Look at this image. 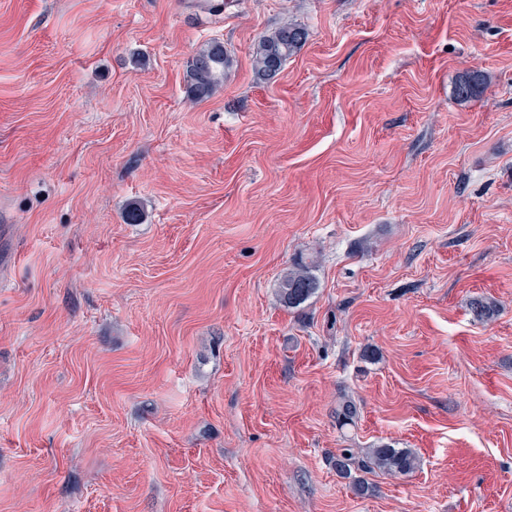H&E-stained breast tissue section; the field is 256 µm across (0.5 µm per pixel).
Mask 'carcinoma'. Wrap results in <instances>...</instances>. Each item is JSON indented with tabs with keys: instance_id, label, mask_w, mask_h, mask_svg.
Masks as SVG:
<instances>
[{
	"instance_id": "carcinoma-1",
	"label": "carcinoma",
	"mask_w": 512,
	"mask_h": 512,
	"mask_svg": "<svg viewBox=\"0 0 512 512\" xmlns=\"http://www.w3.org/2000/svg\"><path fill=\"white\" fill-rule=\"evenodd\" d=\"M307 39L305 28L288 21L271 32L261 35L252 47V68L260 80L270 81L282 70L289 58L301 50ZM232 65V59L224 45L212 41L199 48L192 57L186 71L185 89L187 98L203 101L210 97L219 76ZM488 86L485 75L478 69L468 70L455 84L454 95L460 101H469L482 93ZM314 262L300 260L284 271L278 281L280 300L290 308H297L307 302L319 288ZM469 308L478 320L495 316L496 304L482 296L469 302ZM357 407L351 401H344L336 407V421L340 426L355 424ZM418 467V458L410 450L394 448L387 444L366 450L344 448L334 457L336 473L352 479L355 494L363 496L370 492V484L362 477L352 476L357 470L372 473L376 470L388 474H408Z\"/></svg>"
}]
</instances>
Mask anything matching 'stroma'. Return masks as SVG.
I'll return each mask as SVG.
<instances>
[{
	"mask_svg": "<svg viewBox=\"0 0 512 512\" xmlns=\"http://www.w3.org/2000/svg\"><path fill=\"white\" fill-rule=\"evenodd\" d=\"M201 2L0 0V512H512V0ZM307 39L305 28L292 21L261 35L252 47V68L260 80L270 81L289 58L301 50ZM232 65V59L224 50V45L212 41L199 48L192 57L186 71L185 89L187 98L203 101L210 97L219 76ZM487 86L485 75L478 69H470L455 84L454 95L459 101H469L482 93ZM314 262L301 258L292 268L284 271L278 281L280 300L289 308H297L307 302L319 288ZM357 449V451H356ZM359 448H343L334 457L336 473L343 478H352L355 494L368 495L372 486L362 477H353L352 471L372 473L376 470L388 474H408L418 467V458L410 450L394 448L382 444L366 450Z\"/></svg>",
	"mask_w": 512,
	"mask_h": 512,
	"instance_id": "stroma-1",
	"label": "stroma"
}]
</instances>
